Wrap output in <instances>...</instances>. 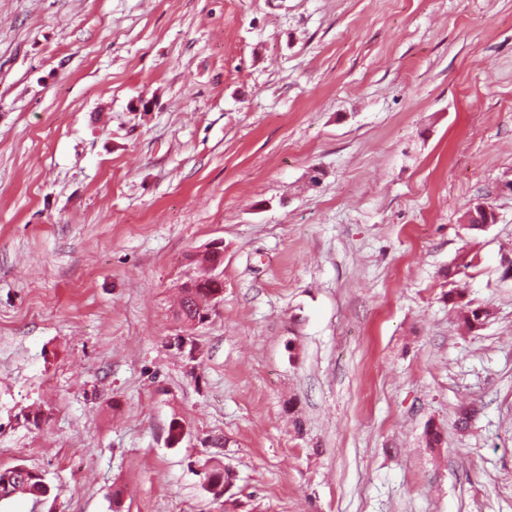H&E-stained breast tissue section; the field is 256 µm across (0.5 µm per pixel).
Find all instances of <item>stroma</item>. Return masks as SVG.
<instances>
[{
	"label": "stroma",
	"instance_id": "stroma-1",
	"mask_svg": "<svg viewBox=\"0 0 512 512\" xmlns=\"http://www.w3.org/2000/svg\"><path fill=\"white\" fill-rule=\"evenodd\" d=\"M508 255L512 0H0V512H512ZM206 271L199 272L194 276V288H182L181 298L178 307L181 308L183 315L187 318H193L199 314L200 309L208 311L213 302V306L219 301L222 293L218 294L214 300V294L217 290L223 289V281L219 275H212L211 279L220 286L214 288ZM187 289V290H186ZM448 303L457 307L463 325L471 332L481 330L490 317V311L486 308L472 307L469 302H463V294L460 288L448 290ZM19 495L41 501L50 497L51 487L44 475L33 468L24 465L0 468V502Z\"/></svg>",
	"mask_w": 512,
	"mask_h": 512
}]
</instances>
